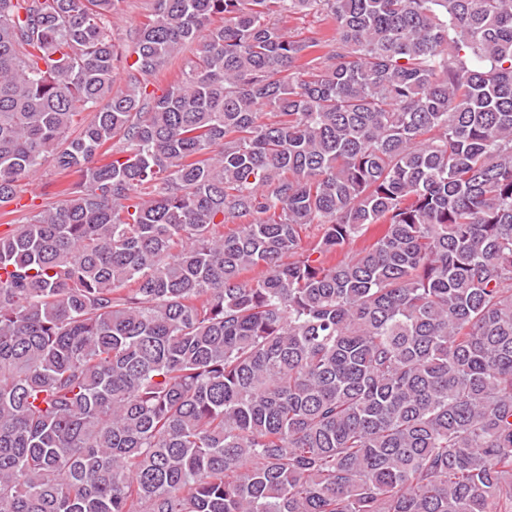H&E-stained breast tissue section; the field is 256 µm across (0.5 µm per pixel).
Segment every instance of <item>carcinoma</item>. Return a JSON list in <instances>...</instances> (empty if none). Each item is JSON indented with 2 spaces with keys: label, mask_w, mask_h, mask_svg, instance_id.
I'll return each mask as SVG.
<instances>
[{
  "label": "carcinoma",
  "mask_w": 512,
  "mask_h": 512,
  "mask_svg": "<svg viewBox=\"0 0 512 512\" xmlns=\"http://www.w3.org/2000/svg\"><path fill=\"white\" fill-rule=\"evenodd\" d=\"M113 6L0 0V207L76 176L0 233V512H512V0H154L118 91ZM279 25L283 26L288 33L300 34L303 37L319 36L324 32L327 27V21L320 15L311 14H297L291 17L280 19ZM196 46L186 48L179 57L172 61L171 64L167 65L160 73L147 78V91L154 93L155 95H161L165 90L169 88V85L175 78V74L179 68L190 59H195ZM61 179L57 174L55 162L52 157L43 160L40 168L29 177L21 180L17 187L14 200L2 212H10L0 217V232L15 229L19 224H26L32 215L44 206L55 202L51 193L53 184Z\"/></svg>",
  "instance_id": "1"
}]
</instances>
